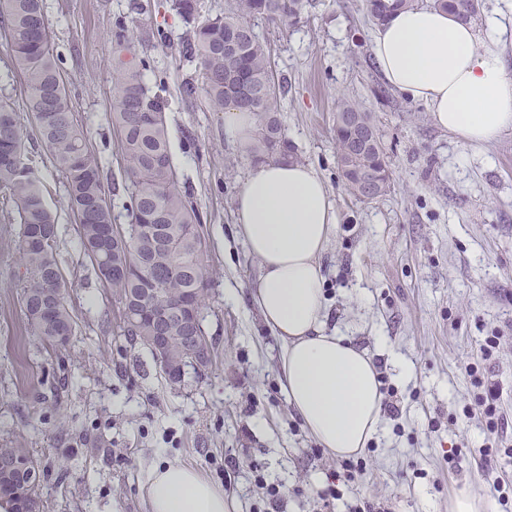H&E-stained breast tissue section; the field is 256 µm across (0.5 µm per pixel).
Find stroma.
Listing matches in <instances>:
<instances>
[{
	"mask_svg": "<svg viewBox=\"0 0 512 512\" xmlns=\"http://www.w3.org/2000/svg\"><path fill=\"white\" fill-rule=\"evenodd\" d=\"M141 2L136 14L131 0H44L48 33L105 178L124 180L110 119L117 58L144 62L146 85L167 100L178 186L199 212L214 271L203 314L216 358L206 375L173 389L147 349L119 336L121 305L85 259L65 188L37 145L76 328L56 352L28 331L19 227L5 223L12 206L0 200V446L31 448L48 472L49 512H147L146 472L169 463L220 485L233 512H319L316 493L331 485L340 497L329 512L365 501L383 512H448L467 485L487 512H512L491 493L495 479L512 482V132L462 148L424 104L386 89L363 0H313L300 21H256L288 82L279 114L288 142L333 195L326 329L365 347L383 379L387 409L361 454L364 469L337 481L342 461L312 455L315 442L280 387L278 344L260 333L246 299L258 262L233 236V202L248 164L223 113L182 97L199 76L196 63L174 55L184 23L168 0ZM119 20L133 37L120 54ZM344 100L372 114L385 147L391 188L374 201L343 186L334 129ZM490 336L500 346L484 362ZM483 387L500 395L505 419L495 429L463 416ZM259 474L278 488L277 505L256 485Z\"/></svg>",
	"mask_w": 512,
	"mask_h": 512,
	"instance_id": "stroma-1",
	"label": "stroma"
}]
</instances>
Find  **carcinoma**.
<instances>
[{"label": "carcinoma", "mask_w": 512, "mask_h": 512, "mask_svg": "<svg viewBox=\"0 0 512 512\" xmlns=\"http://www.w3.org/2000/svg\"><path fill=\"white\" fill-rule=\"evenodd\" d=\"M417 0H364L365 12L381 25L396 11ZM308 0H233L222 15L198 21L197 0H173L172 8L189 26L181 44L182 57L199 65V82H187L182 96L188 102L202 98L208 108L222 112L227 106L256 113L258 126L252 157L297 160L277 117L287 80L274 79L270 52L255 31L258 18L269 22L298 20ZM465 23L480 18L478 0H433ZM0 26L14 72L27 89L26 111L41 142L48 148L65 186L68 206L77 223L84 256L101 282L124 302L122 336L132 346L146 348L168 374L172 387L182 384L186 368L206 355L188 341L204 335L201 309L210 280L205 263L200 216L190 194L177 187L166 121L167 103L150 93L142 72L132 60L118 59L115 81L118 98L112 110V129L123 160L125 201L129 223L125 234L112 236L114 219L100 158L86 145L84 131L72 111L66 79L51 45L43 0H0ZM338 165L344 189L359 198L353 172L375 164L384 154L380 139L370 148L347 158V136L336 131ZM0 196L14 203L7 216L20 226L19 277L24 316L32 335L53 346L58 336H71L75 316L66 300L68 288L60 260L56 216L48 207L43 184L27 157L20 113L7 98L0 99ZM187 307V316L165 330L152 322L158 306ZM165 336L161 350L148 340ZM38 467L31 449L0 448L5 460ZM31 469H13L3 483L10 507L24 502L30 512H44L39 494L42 480Z\"/></svg>", "instance_id": "obj_1"}]
</instances>
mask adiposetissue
I'll return each mask as SVG.
<instances>
[{
    "instance_id": "adipose-tissue-1",
    "label": "adipose tissue",
    "mask_w": 512,
    "mask_h": 512,
    "mask_svg": "<svg viewBox=\"0 0 512 512\" xmlns=\"http://www.w3.org/2000/svg\"><path fill=\"white\" fill-rule=\"evenodd\" d=\"M475 30L432 6L393 14L372 34L383 81L424 103L439 130L481 148L512 130V76ZM336 223L330 189L309 164L249 162L234 200V231L259 262L248 298L280 343V381L293 412L334 457L363 452L379 431L380 374L347 336L327 333L322 258ZM149 512H228L222 489L197 469L150 468Z\"/></svg>"
}]
</instances>
